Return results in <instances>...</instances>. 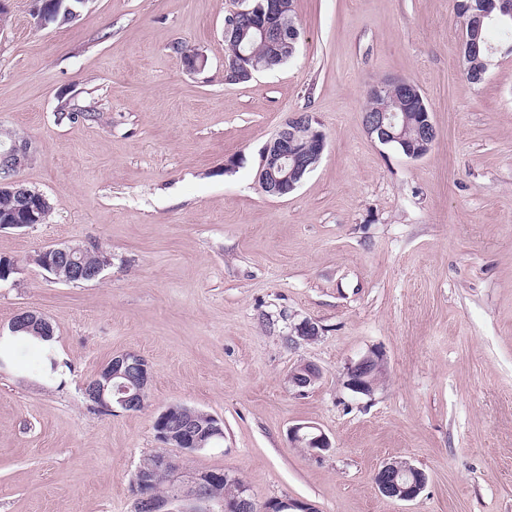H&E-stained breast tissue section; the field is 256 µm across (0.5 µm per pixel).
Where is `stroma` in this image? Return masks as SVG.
<instances>
[{"label": "stroma", "instance_id": "1", "mask_svg": "<svg viewBox=\"0 0 512 512\" xmlns=\"http://www.w3.org/2000/svg\"><path fill=\"white\" fill-rule=\"evenodd\" d=\"M8 5L0 131L30 139L19 178L53 211L0 230L19 263L0 283V329L32 309L56 346L20 340L0 357V512H133V474L172 404L224 424L185 468L240 478L260 505L512 512V55L471 83L456 0H296L297 54L230 83L231 0H89L46 28L33 0ZM180 43L203 71L185 70ZM391 78L416 82L433 113L421 159L364 126L370 89ZM68 102L91 116L59 120ZM297 112L327 147L274 198L259 154ZM94 242L112 263L92 283L33 261ZM304 319L315 340L291 335ZM129 350L152 369L144 408L92 410L85 383ZM373 350L383 379L353 393L346 368ZM303 362L322 376L300 396L288 373ZM297 424L330 448L293 447ZM394 459L427 475L414 501L375 487Z\"/></svg>", "mask_w": 512, "mask_h": 512}]
</instances>
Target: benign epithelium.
Returning <instances> with one entry per match:
<instances>
[{
    "label": "benign epithelium",
    "instance_id": "7a95c632",
    "mask_svg": "<svg viewBox=\"0 0 512 512\" xmlns=\"http://www.w3.org/2000/svg\"><path fill=\"white\" fill-rule=\"evenodd\" d=\"M33 12L35 24L46 28L56 21L60 12L66 13V22L72 23L80 11L63 6L59 0H35ZM237 7L229 12L224 21V41L238 47L236 53L224 56V77L227 81L251 80L259 72L272 68L283 59L281 46L285 42L283 16L284 0H235ZM245 18L252 29L255 40L264 47V54L257 57L239 49L246 32L238 24ZM512 20V0H482L471 14V26L480 29L483 25L501 20ZM393 89L398 104L409 108L407 112H368L364 116L365 128L379 143L401 146L402 154L410 159L425 156L438 137L432 112L424 104L419 87L408 79L387 82ZM317 120L311 113H295L290 116L275 137L260 154L258 182L269 196L284 198L297 189L304 177L318 164L326 147L325 132L315 127ZM34 159L31 141L15 135L3 143L0 151V191L11 192L23 201L45 197L24 186L16 175V161ZM85 247L79 244L60 248L50 247L40 252V262L53 274L65 273L69 280L91 281L111 265V258L103 255L99 264L88 269L71 263L72 256L82 254ZM37 328L53 333L49 321L41 314L22 309L12 318L9 329L15 334ZM384 372L383 355L369 352L346 368V387L356 394L370 396L379 386ZM320 368L311 362L296 365L288 374V383L298 392H304L320 379ZM152 381V370L148 361L134 352H122L110 360L94 376L93 383L86 385L85 394L92 406L102 412L111 413L118 406L125 411L137 407L139 392ZM185 414L180 432H171L168 422L175 411L170 405L155 419L157 440L165 448H178L186 456H194L209 449L214 440L224 437L223 423L213 415L201 421L196 409L181 406ZM290 440L296 448H307L312 452L330 447L326 436L314 425L299 424L290 429ZM167 466V456L158 452L147 458L138 467L132 480V494L136 512H213V502L208 488L222 480V471H176L169 477V493L163 497L152 489L153 476ZM426 474L410 462L396 459L384 463L374 473V483L381 495L408 502L418 497L426 484ZM224 512H255L256 503L249 492L224 502ZM262 512H316L312 504L293 498H277L267 501Z\"/></svg>",
    "mask_w": 512,
    "mask_h": 512
}]
</instances>
